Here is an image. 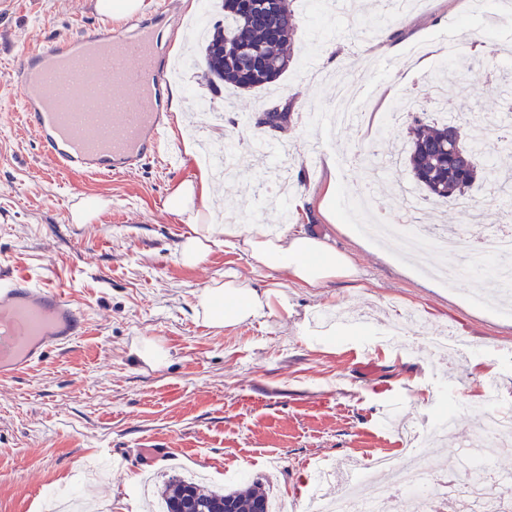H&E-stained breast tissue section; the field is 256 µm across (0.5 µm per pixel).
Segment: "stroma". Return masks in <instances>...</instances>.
Instances as JSON below:
<instances>
[{"label": "stroma", "instance_id": "1", "mask_svg": "<svg viewBox=\"0 0 512 512\" xmlns=\"http://www.w3.org/2000/svg\"><path fill=\"white\" fill-rule=\"evenodd\" d=\"M196 0H147L144 18H159L158 45L167 60L183 53ZM96 0H7L0 10V272L64 288L85 312L87 332L15 378L0 380V512H48L56 489L89 487L95 512H143L139 485L153 476L196 478L228 485L233 473L267 472L278 454L282 470L273 490L309 494L316 471L347 468L380 454L406 458L422 449L433 473L458 468L457 450L488 408L485 385L497 380L494 406L512 415V309L494 303L499 293L487 265L464 254L429 253L418 260L358 231L364 215L351 199L376 181L358 157L366 148L394 152L412 117L388 126L399 85L417 95L428 122L446 112L483 117L479 137L497 171L512 174V0H496L482 18L470 0H425L400 12L377 10V0H350L351 13L294 0L297 25L287 72L252 92L212 93L202 70L189 87L223 111L211 133L237 145L235 175L211 186L216 224L243 208L264 225L288 221L328 235L347 254L355 276L324 288H305L285 276L251 267L247 255L216 243L206 262L191 267L177 248L189 231L164 210L170 190L211 163L196 149L194 107L171 109V89L160 95L179 165L166 157L112 179L68 174L50 164L35 132L20 119V92L9 74L22 52L107 30L113 17ZM377 13L375 40L352 38L359 20ZM487 61L491 86L461 89L436 82L442 64L458 71ZM356 74L368 116L359 128L322 121L340 82ZM287 105V124L273 131L256 122L271 102ZM336 182L335 220L318 204L328 180ZM96 198L105 206L90 222L68 221L65 195ZM429 223L460 232L478 223L512 225V195L494 199L482 220L456 203H430ZM449 263L462 278L441 284L428 266ZM256 288L279 285L288 306L235 326H205L194 296L226 273ZM422 311L418 332L395 340L391 331L405 307ZM365 315L340 324L332 336L312 335L317 314ZM457 339L436 348L433 337ZM146 339L168 352L158 369L135 350ZM455 419L447 447L435 445L432 425Z\"/></svg>", "mask_w": 512, "mask_h": 512}]
</instances>
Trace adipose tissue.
Listing matches in <instances>:
<instances>
[{
    "label": "adipose tissue",
    "mask_w": 512,
    "mask_h": 512,
    "mask_svg": "<svg viewBox=\"0 0 512 512\" xmlns=\"http://www.w3.org/2000/svg\"><path fill=\"white\" fill-rule=\"evenodd\" d=\"M210 183L208 173L199 172L174 187L166 199L167 210L180 216L190 228L178 248L183 264L205 262L220 235L225 246L243 250L253 267L285 273L308 288H323L336 279L354 276L348 255L336 251L328 240L310 235L305 228L291 227L274 235L247 224L203 223V214L211 207ZM287 305L283 291L260 290L233 275L195 295V306L211 327L251 321Z\"/></svg>",
    "instance_id": "adipose-tissue-1"
}]
</instances>
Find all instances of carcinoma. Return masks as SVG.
<instances>
[{"label":"carcinoma","mask_w":512,"mask_h":512,"mask_svg":"<svg viewBox=\"0 0 512 512\" xmlns=\"http://www.w3.org/2000/svg\"><path fill=\"white\" fill-rule=\"evenodd\" d=\"M291 0H219L224 19L214 23L200 48L209 82L220 88L226 84L241 91L263 89L275 83L287 70L290 49L296 36ZM463 118L448 116V122L431 127L420 119L410 128L402 164L415 185L436 201L467 196L484 184L502 188L495 170L479 160L474 138L465 142L460 135ZM365 163L378 171L380 179L390 177L393 158L365 155ZM165 512H177L186 500L196 512H251L257 500L268 503L269 489L263 480L224 490H210L195 482L175 479L162 490Z\"/></svg>","instance_id":"cac0c4a2"}]
</instances>
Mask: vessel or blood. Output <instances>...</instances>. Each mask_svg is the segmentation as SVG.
I'll return each instance as SVG.
<instances>
[{"label":"vessel or blood","instance_id":"1","mask_svg":"<svg viewBox=\"0 0 512 512\" xmlns=\"http://www.w3.org/2000/svg\"><path fill=\"white\" fill-rule=\"evenodd\" d=\"M12 76L22 90L23 116L55 167L112 176L152 155L170 152L154 95L167 82L155 30L125 17L123 30L90 31L18 57ZM86 318L66 290L28 276H0V377H15L50 350L75 342Z\"/></svg>","mask_w":512,"mask_h":512}]
</instances>
